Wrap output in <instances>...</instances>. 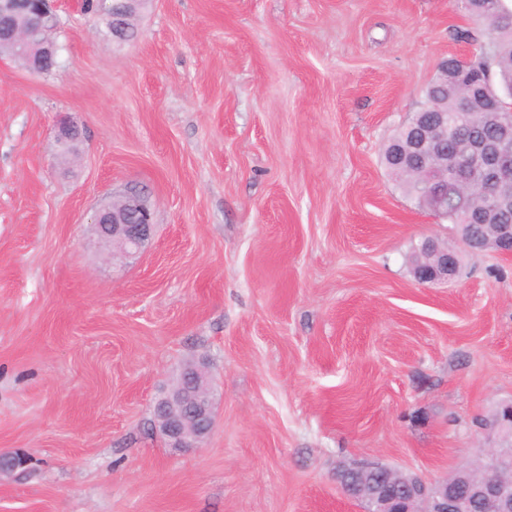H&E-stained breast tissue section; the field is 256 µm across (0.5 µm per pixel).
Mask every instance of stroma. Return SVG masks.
Wrapping results in <instances>:
<instances>
[{
  "mask_svg": "<svg viewBox=\"0 0 512 512\" xmlns=\"http://www.w3.org/2000/svg\"><path fill=\"white\" fill-rule=\"evenodd\" d=\"M57 0L55 64L0 58V512H361L379 457L435 480L512 400V258L463 254L382 162L458 0H147L132 39ZM78 132L56 142L59 120ZM143 188L154 231L112 251L94 211ZM206 363L214 425L168 447L152 410ZM425 248L429 251V260L419 263L412 270L418 284H444L455 280L458 274L457 256L459 252L442 246L434 238L425 239Z\"/></svg>",
  "mask_w": 512,
  "mask_h": 512,
  "instance_id": "stroma-1",
  "label": "stroma"
}]
</instances>
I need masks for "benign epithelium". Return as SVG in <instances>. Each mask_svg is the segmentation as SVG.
Instances as JSON below:
<instances>
[{
  "label": "benign epithelium",
  "instance_id": "benign-epithelium-1",
  "mask_svg": "<svg viewBox=\"0 0 512 512\" xmlns=\"http://www.w3.org/2000/svg\"><path fill=\"white\" fill-rule=\"evenodd\" d=\"M142 0H115L112 5V35L122 37L124 20L135 15ZM35 20L57 22L49 0H0V31L7 40L0 41V53L21 56L32 71L43 72L54 61L57 46L51 41L32 39L39 33L33 26L21 28L16 23L19 5ZM454 62H445L437 70L433 82L443 86L457 82ZM478 79L460 85L457 98L461 112H498L495 102L479 93ZM411 135L392 145V159L405 164L422 180L426 198L422 203L439 207L448 203V181L459 193L473 186L486 192L512 176V125L499 127L491 136L465 139L456 150L447 148L455 131L446 112H421L410 124ZM489 210L464 208L456 232L462 246L469 251L480 249L473 228L488 219ZM102 238L125 254L141 251L153 233L152 212L144 192L130 186L120 199L97 209L91 219ZM494 252L512 257V224L497 225ZM429 261L412 270L414 280L422 285L444 284L458 274V251L441 245L433 238L425 239ZM214 392L207 368L192 363L179 383L168 390L153 409L155 429L173 448H188L201 442L210 432ZM485 426L495 434V443L482 450L481 457L494 460L505 444L512 442V403H504ZM336 482L344 494L362 505V512H512V479L497 473L488 475L476 487L453 475L428 482L416 473L400 471L379 461H367L342 467Z\"/></svg>",
  "mask_w": 512,
  "mask_h": 512
}]
</instances>
